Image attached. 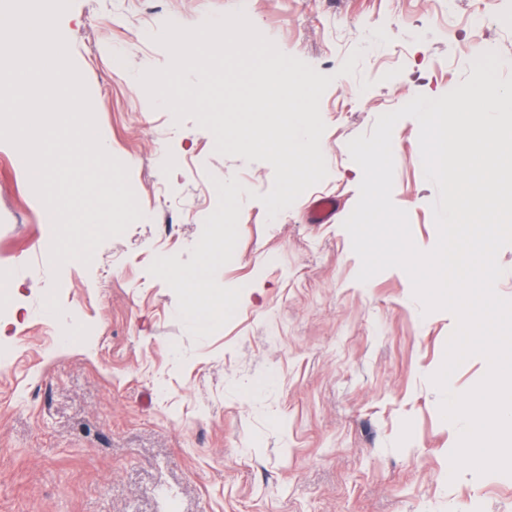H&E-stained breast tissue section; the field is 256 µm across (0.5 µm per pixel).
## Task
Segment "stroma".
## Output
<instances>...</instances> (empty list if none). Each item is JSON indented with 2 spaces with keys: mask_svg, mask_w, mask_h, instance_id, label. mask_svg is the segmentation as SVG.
<instances>
[{
  "mask_svg": "<svg viewBox=\"0 0 512 512\" xmlns=\"http://www.w3.org/2000/svg\"><path fill=\"white\" fill-rule=\"evenodd\" d=\"M237 10L333 78L320 101L328 175L272 220L259 200L272 166L216 153L210 131L175 122L138 80L170 61L154 40L166 21L193 28ZM476 13L487 18L477 33ZM58 28L143 217L91 264L53 271L52 224L19 151L0 142V512H512V475L448 477L459 434L431 377L455 316L423 313L402 269L359 282L342 224L306 221L319 196L352 212L362 170L349 141L416 95L465 82L476 47L512 76V0H72ZM357 48L354 74H340ZM392 152V200L430 251L437 189L415 119L396 124ZM233 177L245 188L239 238L216 278L240 301L197 340L148 268L161 255L190 261L214 179ZM53 289L60 318L42 314Z\"/></svg>",
  "mask_w": 512,
  "mask_h": 512,
  "instance_id": "stroma-1",
  "label": "stroma"
}]
</instances>
